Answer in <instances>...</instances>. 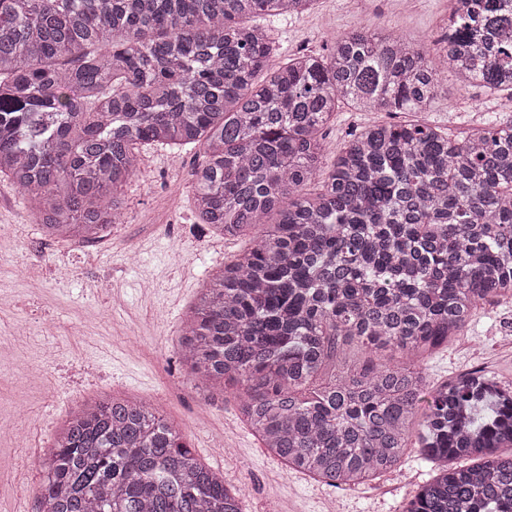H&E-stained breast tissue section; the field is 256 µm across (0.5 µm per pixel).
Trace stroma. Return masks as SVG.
I'll return each mask as SVG.
<instances>
[{
    "instance_id": "stroma-1",
    "label": "stroma",
    "mask_w": 512,
    "mask_h": 512,
    "mask_svg": "<svg viewBox=\"0 0 512 512\" xmlns=\"http://www.w3.org/2000/svg\"><path fill=\"white\" fill-rule=\"evenodd\" d=\"M278 49L272 65L295 52L325 53L333 36L366 28L417 44L448 31V0H317L299 16L270 19ZM512 117V98H492L478 88L449 84L429 111L370 115L341 106L329 124L331 145L322 162L330 169L334 148L370 120L440 125L463 138L491 116ZM200 149L150 146L141 151V172L124 188V221L102 240L45 236L14 185L0 176V343L21 326L32 331L31 349L46 372L32 375L25 363L0 352V415L13 435L0 437V506L23 502L35 512L40 474L17 448L29 437L40 448L67 415L104 394L153 401L161 414L225 483L244 489L245 512H399L429 479L430 467L409 456L395 471L354 490L334 489L287 471L262 448L242 421L232 392L196 389L180 369V324L196 301L205 276L248 245L197 229L191 219V169ZM68 266V279L51 268ZM110 281L111 295L95 293ZM86 321L90 333L70 335ZM481 367L512 382V303L488 304L464 335L423 363L439 383Z\"/></svg>"
}]
</instances>
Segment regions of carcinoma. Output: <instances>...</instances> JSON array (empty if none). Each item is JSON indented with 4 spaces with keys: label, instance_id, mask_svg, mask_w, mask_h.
<instances>
[{
    "label": "carcinoma",
    "instance_id": "obj_1",
    "mask_svg": "<svg viewBox=\"0 0 512 512\" xmlns=\"http://www.w3.org/2000/svg\"><path fill=\"white\" fill-rule=\"evenodd\" d=\"M315 2L0 0V176L47 235L96 241L124 217L141 147L202 149L195 223L253 246L184 320L197 385L241 387L243 421L291 472L357 488L415 451L435 476L401 512H512V383L420 370L512 292V120L462 139L374 124L307 190L342 104L424 112L446 72L512 95V0H449L432 47L357 29L270 68L258 19ZM352 343L402 362L315 384ZM39 470L38 512H243L142 399L84 404Z\"/></svg>",
    "mask_w": 512,
    "mask_h": 512
}]
</instances>
